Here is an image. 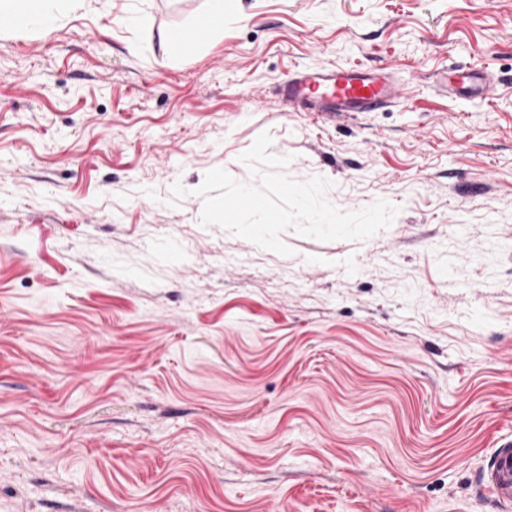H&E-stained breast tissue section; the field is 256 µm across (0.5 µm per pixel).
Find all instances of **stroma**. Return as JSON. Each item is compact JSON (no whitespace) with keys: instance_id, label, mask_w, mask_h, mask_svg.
<instances>
[{"instance_id":"1","label":"stroma","mask_w":512,"mask_h":512,"mask_svg":"<svg viewBox=\"0 0 512 512\" xmlns=\"http://www.w3.org/2000/svg\"><path fill=\"white\" fill-rule=\"evenodd\" d=\"M81 0L0 33V512H500L512 437V0ZM394 66L410 93L317 118L281 84ZM488 66L491 100L431 77ZM362 241L292 253L202 226L262 132ZM181 183L187 196L174 199ZM230 0H208L207 7L203 14H201L195 21L191 30L196 26H201L207 30L206 36L198 40L204 42L208 40L217 31L224 28V17L226 13V4ZM482 480L486 491L509 511L512 506V439L499 441L486 466Z\"/></svg>"}]
</instances>
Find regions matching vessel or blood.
<instances>
[{"label":"vessel or blood","instance_id":"b4317fda","mask_svg":"<svg viewBox=\"0 0 512 512\" xmlns=\"http://www.w3.org/2000/svg\"><path fill=\"white\" fill-rule=\"evenodd\" d=\"M498 83L485 66H454L434 80L437 89L466 99H489ZM408 89L394 69L362 64H325L293 71L281 87L283 101L327 117L376 112L406 98ZM486 491L512 507V439H501L483 469Z\"/></svg>","mask_w":512,"mask_h":512}]
</instances>
